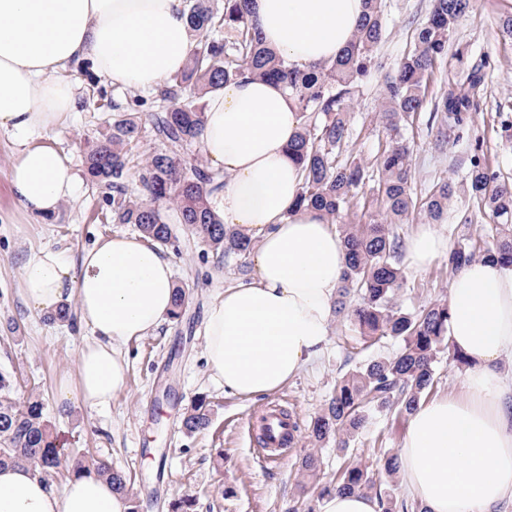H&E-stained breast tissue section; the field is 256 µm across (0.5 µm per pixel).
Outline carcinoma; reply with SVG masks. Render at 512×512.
I'll use <instances>...</instances> for the list:
<instances>
[{"label":"carcinoma","instance_id":"cac0c4a2","mask_svg":"<svg viewBox=\"0 0 512 512\" xmlns=\"http://www.w3.org/2000/svg\"><path fill=\"white\" fill-rule=\"evenodd\" d=\"M248 0H187L185 4L192 39L186 67L154 92L150 127L142 125L138 112L147 100L134 96L120 106L106 99L97 87L98 107L116 110L112 124L101 136L87 143L86 172L106 190L109 207L102 214L105 224H131L149 241L167 245L174 228L163 213L172 205L185 229L216 253L246 256L255 241L225 224L214 211L209 195L219 189L220 174L199 156L204 123L199 101L229 81L248 73L280 83L301 114L298 135L289 146L304 172L296 206L322 211L336 220L369 179L368 167L357 159L339 157L350 137L348 101L359 92L362 81L375 64L374 49L386 35L383 24L385 0H365L367 12L349 47L335 62L301 70L284 63L266 46L258 33ZM427 18L417 28L414 45L397 63L385 82L381 117L389 139L375 158L376 202L380 217L368 224H341L339 234L346 251V269L336 300V316L355 328L369 349L387 340L400 342L393 354L379 353L355 364L336 379L327 407L308 425L295 421L294 432H307L318 444L336 440L346 451L376 413L409 416L422 396L435 384V363L446 351L460 366L469 365L462 354L451 350L447 336L448 302H433L417 311H406L396 303L404 282L398 263L401 237L394 225L405 224L420 214L430 224L442 222L449 201L461 191L477 204L478 212L496 219L473 236L461 234L448 253L445 266L451 273L470 262L487 258L512 265V184L473 157L461 185L439 178L418 197L411 191L413 147L400 136V124L422 110L429 77L435 66L448 58L455 27L471 6V0H430ZM469 93L453 86L443 90L435 109L443 121L458 120L472 111ZM152 135L164 148L142 158L135 153L142 138ZM138 173L143 196L129 189V175ZM14 377L0 372V465L24 464L51 483L61 471L75 477L90 469L109 478L112 490L139 512L134 481L125 471L89 458L76 448H62L44 413V402L30 395L19 407L13 395ZM209 425V410L200 399L182 426L189 433ZM302 476L320 479V460L313 452L299 462ZM394 479L398 456L377 449L376 464L355 456L324 483L320 497L333 492L369 493L380 512H417V506L397 501L383 487L380 474Z\"/></svg>","mask_w":512,"mask_h":512}]
</instances>
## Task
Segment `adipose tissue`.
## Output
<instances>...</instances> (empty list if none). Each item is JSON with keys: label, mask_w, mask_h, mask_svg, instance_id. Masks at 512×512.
I'll use <instances>...</instances> for the list:
<instances>
[{"label": "adipose tissue", "mask_w": 512, "mask_h": 512, "mask_svg": "<svg viewBox=\"0 0 512 512\" xmlns=\"http://www.w3.org/2000/svg\"><path fill=\"white\" fill-rule=\"evenodd\" d=\"M251 10L264 42L306 70L343 53L365 0H252ZM190 43L182 0H0V130L13 138L11 190L27 213L52 216L79 189L52 143L81 99L60 71L87 60L112 85L151 91L184 68ZM203 104L201 148L224 175L215 210L256 242L249 282L226 288L206 311L204 356L213 381L252 398L276 392L322 352L345 255L325 215L294 207L303 172L288 153L300 127L293 98L246 75ZM447 252V238L423 224L406 242L405 262L421 269ZM19 280L32 311L76 299L89 336L58 396L92 407L125 387L124 345L168 319L176 288L171 259L126 234L76 261L48 245L33 250ZM448 306V338L470 366L457 391L412 415L399 450L405 489L428 512H512V267L466 265ZM0 512H128V503L94 473L58 488L9 464L0 467Z\"/></svg>", "instance_id": "adipose-tissue-1"}]
</instances>
